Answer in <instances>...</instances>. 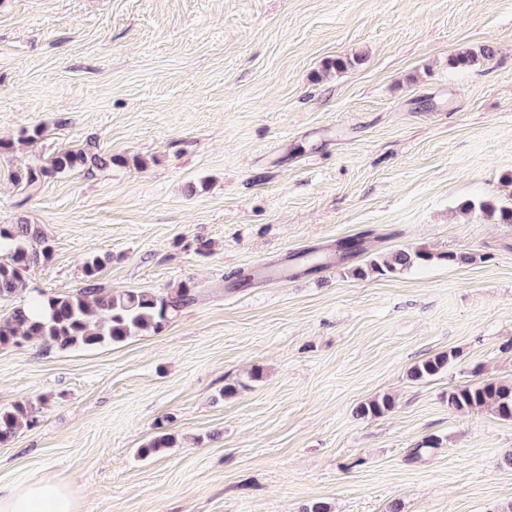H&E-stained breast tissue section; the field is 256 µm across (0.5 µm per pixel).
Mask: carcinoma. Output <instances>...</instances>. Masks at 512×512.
I'll return each instance as SVG.
<instances>
[{
  "label": "carcinoma",
  "instance_id": "carcinoma-1",
  "mask_svg": "<svg viewBox=\"0 0 512 512\" xmlns=\"http://www.w3.org/2000/svg\"><path fill=\"white\" fill-rule=\"evenodd\" d=\"M491 55L489 48L477 52L464 50L450 58L449 65L466 68L479 58ZM112 162L110 156L103 157L85 149H67L51 157L46 165L26 166L15 171L14 180L32 194L49 176L84 168H105ZM480 209L498 224H512V198L501 203L486 202ZM51 257L52 247L37 225L23 217L13 224H0V299L22 294L29 271L47 263ZM429 257L424 251L400 249L373 259L365 266H354L350 271L356 278L395 275ZM107 260L106 256L89 257L83 265L85 286L73 293L35 297L14 306L0 323V349L30 340L58 350L121 343L145 332L161 331L175 312L194 300L195 288L186 283L166 295L134 290L114 294L99 282ZM449 362V354H437L414 364L408 377L415 382L427 381L445 372ZM448 406L458 411L490 408L501 419L512 420V383L483 380L450 388ZM394 407V399L385 394L361 403L356 412L361 417H381ZM37 423V410L29 404L0 407V444L11 441L21 429ZM174 444L171 434L160 431L139 449V454L149 456Z\"/></svg>",
  "mask_w": 512,
  "mask_h": 512
}]
</instances>
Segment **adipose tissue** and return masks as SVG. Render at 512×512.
I'll use <instances>...</instances> for the list:
<instances>
[{"instance_id":"obj_1","label":"adipose tissue","mask_w":512,"mask_h":512,"mask_svg":"<svg viewBox=\"0 0 512 512\" xmlns=\"http://www.w3.org/2000/svg\"><path fill=\"white\" fill-rule=\"evenodd\" d=\"M0 512H78L68 485L43 477L24 485L0 487Z\"/></svg>"}]
</instances>
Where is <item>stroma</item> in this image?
Returning <instances> with one entry per match:
<instances>
[{"label": "stroma", "mask_w": 512, "mask_h": 512, "mask_svg": "<svg viewBox=\"0 0 512 512\" xmlns=\"http://www.w3.org/2000/svg\"><path fill=\"white\" fill-rule=\"evenodd\" d=\"M72 148L117 162L14 184ZM510 174L512 0H0V224L53 248L25 296L80 288L104 253L112 291H197L157 333L0 350V407L38 410L0 485L55 478L80 512H497L512 421L448 390L512 382V224L480 209ZM399 249L431 258L348 273ZM310 250L323 268L256 274ZM382 394L391 413L356 416ZM161 428L174 447L140 457ZM448 353H440L414 364L408 371V377L415 382L427 381L448 369Z\"/></svg>", "instance_id": "stroma-1"}]
</instances>
